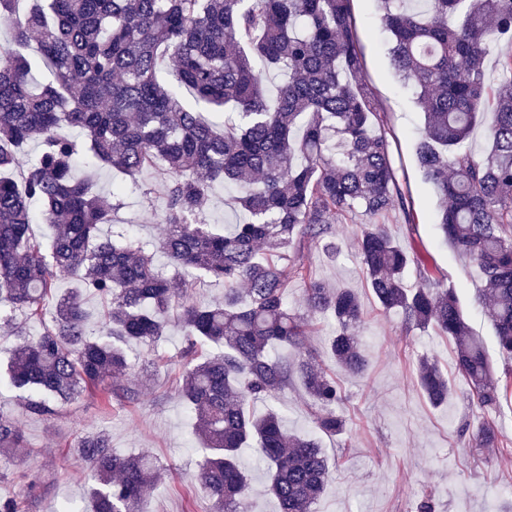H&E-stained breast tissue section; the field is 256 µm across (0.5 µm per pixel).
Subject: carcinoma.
<instances>
[{
    "instance_id": "1",
    "label": "carcinoma",
    "mask_w": 512,
    "mask_h": 512,
    "mask_svg": "<svg viewBox=\"0 0 512 512\" xmlns=\"http://www.w3.org/2000/svg\"><path fill=\"white\" fill-rule=\"evenodd\" d=\"M0 0V25L12 30L0 46V299L42 327L19 342L9 361L11 384L27 393L37 415L61 411L95 390L107 401L134 402L139 388L124 380L131 341L158 344L168 313L181 310L186 346L175 392L191 408L203 460L193 477L213 512H248V483L238 451L258 449L279 512H312L329 477L315 437L290 435L271 406L250 410L297 382L318 408L325 435L347 427L336 413L339 383L314 359H276L272 351L303 345L318 315L336 322L330 353L348 372L367 364L358 341L362 309L349 288L309 277L307 311L288 306V251L330 239L333 217L368 218L358 253L382 311L402 315L407 329L433 328L455 347V370L481 408L508 395L512 371L496 375L482 340L469 329L451 288L410 287L405 270H425L417 249H404L381 220L404 205L390 144L371 110L366 88L350 76L363 68L351 0ZM390 34L388 55L424 113L416 161L446 201L436 229L474 263L504 361H512V54L501 61L506 82L484 79L489 45L512 41V0H378ZM37 39L45 80L23 52ZM166 60L176 80H159ZM284 80L267 90L265 70ZM191 92L200 112L184 103ZM492 112L489 147L468 144L477 120ZM80 130L79 145L64 129ZM38 139L24 161L19 148ZM132 179L148 168L165 175V232L157 243L175 270L224 283V299L207 306L185 300L175 277L154 264L146 245L119 233L100 236L109 204L75 174L79 154ZM215 183L247 184L236 205L247 219L226 231L200 220ZM49 224V242L33 233ZM67 272L85 284L54 296ZM104 303L102 326L88 331L84 295ZM56 299L50 320L45 306ZM212 348L197 359V347ZM419 384L440 405L452 394L448 377L426 357ZM483 454L503 447L486 423L469 439ZM27 445L25 432L0 415V454ZM74 452L94 484L93 512H139L152 485L169 472L154 456L112 453L103 432L83 434Z\"/></svg>"
}]
</instances>
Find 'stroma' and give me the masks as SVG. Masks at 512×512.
I'll return each instance as SVG.
<instances>
[{"label":"stroma","instance_id":"stroma-1","mask_svg":"<svg viewBox=\"0 0 512 512\" xmlns=\"http://www.w3.org/2000/svg\"><path fill=\"white\" fill-rule=\"evenodd\" d=\"M351 9L364 58L361 81L374 111L383 119L392 165L409 205L408 211L397 209L385 218L387 231L401 247L414 246L425 254L432 282L455 289L472 332L482 338L496 371L504 372L493 327L478 300L479 272L443 243L434 228L442 201L425 181L415 155L423 113L413 91L402 86L389 64V35L381 24L377 0H352ZM163 184L158 171L139 174L103 224V235L130 231L144 244H153L163 232L159 222L165 206ZM361 223V218L351 215L340 218L335 253L311 244L303 262L313 278L358 293L364 311L358 338L366 372L353 376L336 364L328 351L332 327L327 323L306 337L301 351L284 352L291 359L300 353L314 357L336 376L344 394L338 411L348 420L346 430L319 436L330 479L313 512H416L418 500L426 494L433 497L436 512H512V464L492 453L474 457L459 435L460 429L472 433L492 421L512 440V398L496 410L479 408L470 404L468 387L460 380L447 403L429 404L417 385L418 360L429 356L444 371L454 372V346L434 329L408 331L397 314L380 311L358 260ZM0 312L12 318L11 326L0 324V414L23 428L30 447L21 463H0L5 474L0 480L1 498L21 499L25 512H58L65 501L88 512V469L72 446L84 433L101 431L109 435L113 452H148L172 467V476L144 499L142 512H212L211 501L190 485L202 452L193 431V414L174 390L185 346L177 316H170L168 333L158 346H129L130 378L140 385L137 401L107 404L87 391L66 411L35 417L23 409L20 393L9 382L7 365L16 343L12 326L23 327L31 336L40 327L26 322L9 303H0ZM271 404L292 433L315 432L316 409L300 386L286 389ZM271 404L258 401L252 410L259 414ZM240 462L252 487L250 512H278L276 499L265 491L268 470L259 463L255 449H242ZM28 473L41 480L37 495L27 493L24 476Z\"/></svg>","mask_w":512,"mask_h":512}]
</instances>
